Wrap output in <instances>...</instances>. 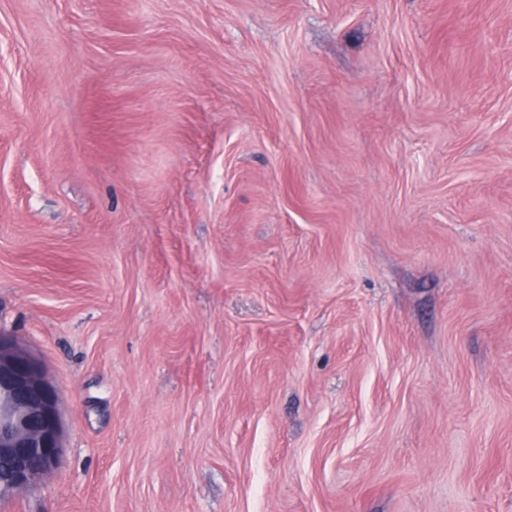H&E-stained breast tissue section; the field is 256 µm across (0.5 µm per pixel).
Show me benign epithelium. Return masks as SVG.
Returning a JSON list of instances; mask_svg holds the SVG:
<instances>
[{
  "label": "benign epithelium",
  "mask_w": 512,
  "mask_h": 512,
  "mask_svg": "<svg viewBox=\"0 0 512 512\" xmlns=\"http://www.w3.org/2000/svg\"><path fill=\"white\" fill-rule=\"evenodd\" d=\"M61 448L56 391L38 361L0 331V458L10 460L0 496L29 488L52 471Z\"/></svg>",
  "instance_id": "obj_1"
}]
</instances>
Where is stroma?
<instances>
[{
	"label": "stroma",
	"instance_id": "obj_1",
	"mask_svg": "<svg viewBox=\"0 0 512 512\" xmlns=\"http://www.w3.org/2000/svg\"><path fill=\"white\" fill-rule=\"evenodd\" d=\"M0 512H512V0H0ZM61 448L56 391L38 361L0 331V458L10 460L0 496L29 488L52 471Z\"/></svg>",
	"mask_w": 512,
	"mask_h": 512
}]
</instances>
